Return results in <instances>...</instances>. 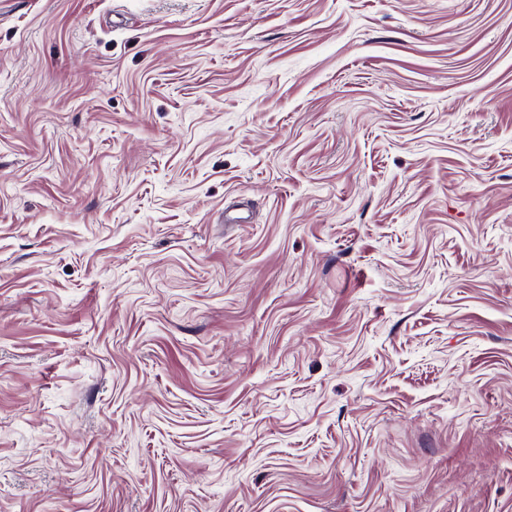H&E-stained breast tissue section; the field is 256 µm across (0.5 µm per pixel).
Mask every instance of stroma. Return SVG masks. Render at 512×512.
<instances>
[{"label": "stroma", "mask_w": 512, "mask_h": 512, "mask_svg": "<svg viewBox=\"0 0 512 512\" xmlns=\"http://www.w3.org/2000/svg\"><path fill=\"white\" fill-rule=\"evenodd\" d=\"M0 512H512V0H0Z\"/></svg>", "instance_id": "35a3bbf8"}]
</instances>
